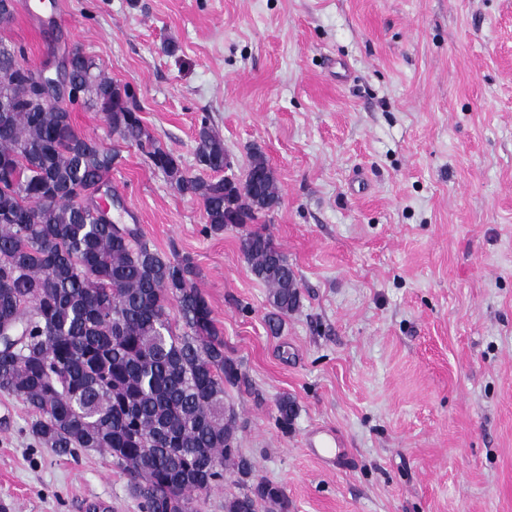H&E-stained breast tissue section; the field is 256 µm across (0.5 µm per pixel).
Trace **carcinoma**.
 I'll list each match as a JSON object with an SVG mask.
<instances>
[{"mask_svg": "<svg viewBox=\"0 0 512 512\" xmlns=\"http://www.w3.org/2000/svg\"><path fill=\"white\" fill-rule=\"evenodd\" d=\"M63 54L68 95L45 104L38 68L0 41V71H11L0 80V392L27 406L30 435L56 455L111 457L143 512H197L196 498L227 472L237 491L224 495V512H288L284 489L235 448L227 388L245 378L224 354L195 266L112 222L98 192L114 199L107 176L119 155L75 127L71 106L104 113L112 134L140 147L176 193L199 200L216 233L279 208L274 172L256 150L240 178L192 174L81 47ZM195 159L213 171L229 166L205 120ZM241 251L268 289L267 326L277 335L300 303L296 274L269 234L246 232ZM277 411L288 425L294 401L282 396Z\"/></svg>", "mask_w": 512, "mask_h": 512, "instance_id": "carcinoma-1", "label": "carcinoma"}]
</instances>
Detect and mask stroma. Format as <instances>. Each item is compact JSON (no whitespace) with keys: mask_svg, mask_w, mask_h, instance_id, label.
Segmentation results:
<instances>
[{"mask_svg":"<svg viewBox=\"0 0 512 512\" xmlns=\"http://www.w3.org/2000/svg\"><path fill=\"white\" fill-rule=\"evenodd\" d=\"M67 2L71 24L18 14L0 39L35 65L79 45L184 166L205 121L232 174L257 150L279 181L263 230L301 302L274 336L243 228L207 231L102 113L72 111L122 157L115 220L195 265L259 476L291 512H512V0ZM30 419L0 393V512H142L110 457L57 456ZM318 426L333 461L305 447ZM307 447L315 455L331 460L336 457V448L343 447V442L333 431L316 427L309 434Z\"/></svg>","mask_w":512,"mask_h":512,"instance_id":"stroma-1","label":"stroma"}]
</instances>
